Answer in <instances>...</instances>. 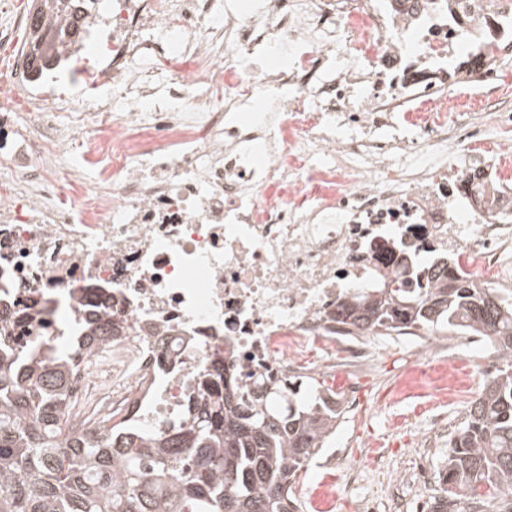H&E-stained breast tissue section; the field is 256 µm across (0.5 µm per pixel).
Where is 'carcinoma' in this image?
Segmentation results:
<instances>
[{
    "label": "carcinoma",
    "instance_id": "carcinoma-1",
    "mask_svg": "<svg viewBox=\"0 0 512 512\" xmlns=\"http://www.w3.org/2000/svg\"><path fill=\"white\" fill-rule=\"evenodd\" d=\"M79 0H38L64 31ZM336 322L358 334L399 325L482 336L502 367L469 402L448 441L431 512H512V295L450 262L416 288L396 273L357 287ZM65 347L32 354L0 345V512H299L286 489L336 429L330 389L290 381L229 379L216 365L197 374L195 395L163 431L117 420L67 434L69 372L88 343L127 331L89 322Z\"/></svg>",
    "mask_w": 512,
    "mask_h": 512
}]
</instances>
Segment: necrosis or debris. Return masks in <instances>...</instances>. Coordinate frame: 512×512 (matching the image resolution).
<instances>
[{"label": "necrosis or debris", "instance_id": "4bbe7bcc", "mask_svg": "<svg viewBox=\"0 0 512 512\" xmlns=\"http://www.w3.org/2000/svg\"><path fill=\"white\" fill-rule=\"evenodd\" d=\"M485 2L83 0L32 88L0 69V342L104 304L129 327L68 376L72 435L165 428L216 359L371 366L330 315L405 252L410 274L456 258L512 290V145L487 146L512 129V0ZM439 351L416 347L403 387L456 376Z\"/></svg>", "mask_w": 512, "mask_h": 512}]
</instances>
